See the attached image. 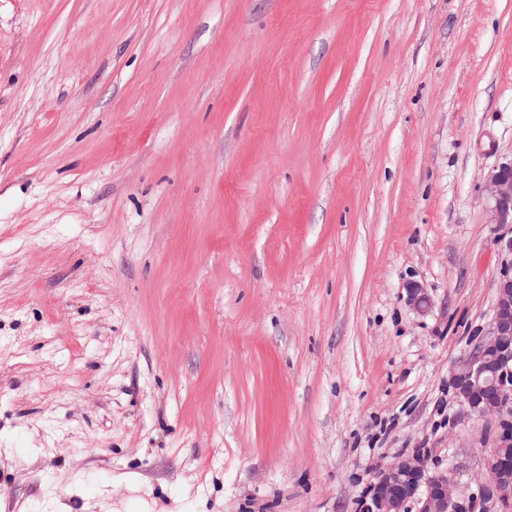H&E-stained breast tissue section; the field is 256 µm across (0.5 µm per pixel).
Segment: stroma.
<instances>
[{
	"label": "stroma",
	"mask_w": 512,
	"mask_h": 512,
	"mask_svg": "<svg viewBox=\"0 0 512 512\" xmlns=\"http://www.w3.org/2000/svg\"><path fill=\"white\" fill-rule=\"evenodd\" d=\"M511 161L512 0H0V512L477 493ZM485 193L496 224H512V162L492 172L485 183Z\"/></svg>",
	"instance_id": "1"
}]
</instances>
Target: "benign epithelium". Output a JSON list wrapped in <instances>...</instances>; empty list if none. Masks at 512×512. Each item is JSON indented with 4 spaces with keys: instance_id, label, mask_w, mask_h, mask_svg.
I'll return each mask as SVG.
<instances>
[{
    "instance_id": "benign-epithelium-1",
    "label": "benign epithelium",
    "mask_w": 512,
    "mask_h": 512,
    "mask_svg": "<svg viewBox=\"0 0 512 512\" xmlns=\"http://www.w3.org/2000/svg\"><path fill=\"white\" fill-rule=\"evenodd\" d=\"M495 223L512 224V163H504L485 183ZM420 312L429 308L425 289L409 290ZM512 263H503L496 284L491 323L460 358L451 378L459 403L490 424V448L484 450L488 481L478 494L456 495L448 471L429 466L421 451L401 454L372 473L358 512H503L512 500V465L502 449H512Z\"/></svg>"
}]
</instances>
